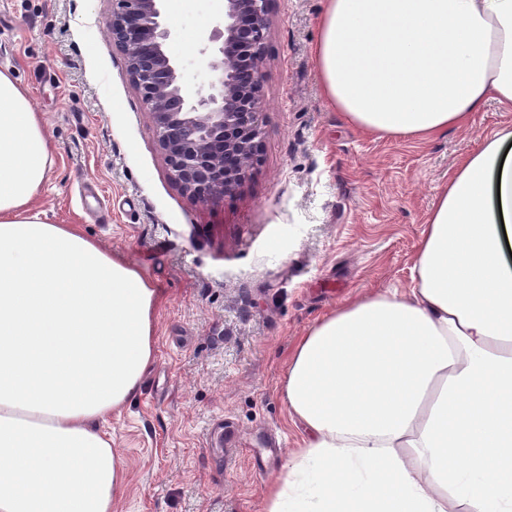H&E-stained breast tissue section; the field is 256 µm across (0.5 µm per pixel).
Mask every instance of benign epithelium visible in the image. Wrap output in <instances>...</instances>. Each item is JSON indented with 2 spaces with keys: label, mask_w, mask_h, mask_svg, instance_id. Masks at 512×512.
Segmentation results:
<instances>
[{
  "label": "benign epithelium",
  "mask_w": 512,
  "mask_h": 512,
  "mask_svg": "<svg viewBox=\"0 0 512 512\" xmlns=\"http://www.w3.org/2000/svg\"><path fill=\"white\" fill-rule=\"evenodd\" d=\"M107 27L155 124L170 178L204 205L238 192L263 147L269 0H224L198 41L204 79L193 96L186 61L170 51L179 34L165 22L164 0H113Z\"/></svg>",
  "instance_id": "7a95c632"
}]
</instances>
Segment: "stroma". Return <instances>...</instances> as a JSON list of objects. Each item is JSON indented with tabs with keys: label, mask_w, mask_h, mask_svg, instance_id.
I'll use <instances>...</instances> for the list:
<instances>
[{
	"label": "stroma",
	"mask_w": 512,
	"mask_h": 512,
	"mask_svg": "<svg viewBox=\"0 0 512 512\" xmlns=\"http://www.w3.org/2000/svg\"><path fill=\"white\" fill-rule=\"evenodd\" d=\"M322 8L270 0L261 161L239 193L204 206L170 179L125 55L103 32L112 0H0V71L54 147L40 210L82 225L163 296L141 391L104 424L128 474L113 512H261L301 444L281 395L296 340L347 297L410 286L449 169L512 121L491 101L430 140L361 133L323 99L310 52ZM221 10L164 4L183 38ZM226 422L235 441L211 453Z\"/></svg>",
	"instance_id": "stroma-1"
}]
</instances>
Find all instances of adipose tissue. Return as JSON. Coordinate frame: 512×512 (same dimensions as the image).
<instances>
[{
  "mask_svg": "<svg viewBox=\"0 0 512 512\" xmlns=\"http://www.w3.org/2000/svg\"><path fill=\"white\" fill-rule=\"evenodd\" d=\"M325 101L425 140L512 111V0H324ZM52 146L0 72V512H112L127 482L103 425L140 392L161 294L37 208ZM512 123L448 172L412 286L350 298L292 349L303 445L262 512H512Z\"/></svg>",
  "mask_w": 512,
  "mask_h": 512,
  "instance_id": "1",
  "label": "adipose tissue"
}]
</instances>
